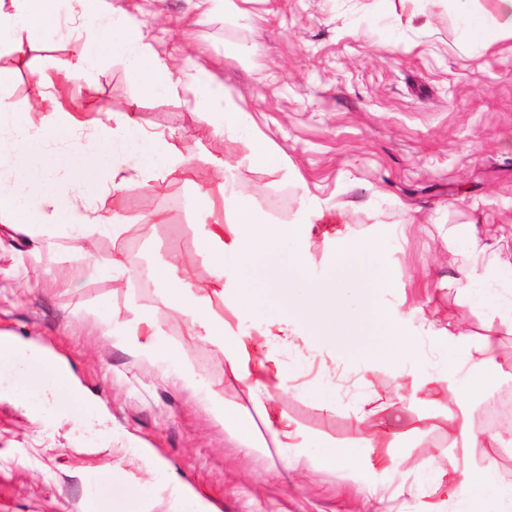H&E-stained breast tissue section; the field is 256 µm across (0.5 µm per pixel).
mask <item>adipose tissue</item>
Wrapping results in <instances>:
<instances>
[{
    "instance_id": "1",
    "label": "adipose tissue",
    "mask_w": 512,
    "mask_h": 512,
    "mask_svg": "<svg viewBox=\"0 0 512 512\" xmlns=\"http://www.w3.org/2000/svg\"><path fill=\"white\" fill-rule=\"evenodd\" d=\"M55 2L0 0V57L23 61L36 36L53 37L49 19ZM68 2L85 49L56 76L37 79L33 99L43 121L32 123L0 94V127L9 125L18 132L15 138H0V224L28 236L59 226L76 237L98 233L116 239L125 230L122 219L99 208V200L122 188L133 175L145 182L165 179L180 169L181 159L166 137L143 135L132 113L109 112L94 126H87L58 101L57 87H76L95 64L112 54L128 62L139 98L173 92L176 85L167 59L161 57L144 22L112 0ZM452 2L467 30V45L488 46L503 35L512 36V0H493L487 12L477 9V0ZM232 182L231 168L224 165L216 190L199 193L204 221L200 243L213 264L211 281L195 283L187 270L170 264L146 268L144 274L161 285L166 306L188 321L191 340L209 344L222 354L228 373L246 392V402L228 403L218 390H211L214 420L246 451L275 453L281 471L288 472L301 461L305 437L273 407L269 378H276L282 389L288 378L274 359L272 347L298 337L310 348L333 351L338 359L355 360L367 370L386 368L396 375L406 360L405 341L413 335L406 321L420 312L421 305L404 299L388 307L377 304V296L394 282L392 268L383 259L388 246L384 236L351 237L339 210L319 208L301 222L262 223L248 200L229 197ZM314 222L326 224L325 236L334 245L332 274L302 291L292 285L277 288L283 318L254 324L249 331L232 330L224 319L225 311L241 315L250 299L240 279L242 271L255 260L275 257L286 241L297 242L292 266L305 271L308 257L302 242L308 224ZM359 254L378 259L367 283L371 297L360 310L351 303L357 291L355 282L341 275ZM479 255L478 246H470L469 264L455 285L477 304L490 308L502 325L512 328V306L473 287L470 265ZM375 319L384 323L385 330L372 345H363L365 326ZM104 324L118 330V345L128 355L139 360L168 358L175 362V372L184 384L195 385L197 372L179 364L178 354L167 348L157 318L144 315L123 321L113 314L105 317ZM425 331L452 349L447 368L438 376L447 383L449 398L459 399L497 379L500 345L496 339L486 336L470 341L460 319L448 329L427 323ZM31 362L46 369L37 385L42 397L57 396L59 387L69 385L67 372L43 352L2 338L0 366L12 373L9 384L15 399L30 400L22 368ZM488 500L503 505L512 500V489L501 483L494 464L455 466L436 470L428 489L418 495V512H442L446 505L454 512H482L481 505Z\"/></svg>"
}]
</instances>
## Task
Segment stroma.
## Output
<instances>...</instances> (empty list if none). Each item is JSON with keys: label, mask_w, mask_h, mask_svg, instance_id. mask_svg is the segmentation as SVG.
Listing matches in <instances>:
<instances>
[{"label": "stroma", "mask_w": 512, "mask_h": 512, "mask_svg": "<svg viewBox=\"0 0 512 512\" xmlns=\"http://www.w3.org/2000/svg\"><path fill=\"white\" fill-rule=\"evenodd\" d=\"M133 15L165 22L151 31L161 52L183 66L176 93L149 100L136 112L150 133L170 136L183 173L164 183L132 178L101 200L126 230L120 239L94 234L58 237L32 265L27 236L0 224V337L37 345L65 363L95 412L70 401L40 406L0 392V512H342L347 496L371 488L417 486L431 473L424 449L438 462L482 465L494 456L499 478L512 485V433L498 448H464L439 428L449 408L448 387L414 386L416 374H438L447 345L421 337L409 342L411 363L399 379L344 366L331 352L293 339L275 350L290 389L275 393L282 413L307 437L309 455L293 479H283L266 456L248 455L209 411V389L245 400L222 356L191 341L183 317L168 309L143 268L174 262L196 282L213 267L200 246L198 188L216 187L217 166L234 169L236 197L250 200L264 222L298 218L309 205L342 207L351 236L385 235L395 273L385 302L416 296L423 282L436 290L420 326H444L465 316L473 339L495 334L500 375L461 398L471 430L489 436L488 408L512 397V329L487 309L447 288L464 257L458 241L492 228L512 240V37L463 50V25L452 8L431 6L430 21L394 28L377 0H234L200 20V0H123ZM82 40L61 31L34 42L23 62L0 58L7 100L20 112L40 73L79 55ZM218 75L231 104L227 122L238 133L218 135L196 113L197 79ZM137 86L122 59L106 58L93 77L64 89V107L96 120L123 111ZM265 143L268 164L250 163L244 138ZM164 211L167 221L146 215ZM414 226L407 236L399 227ZM121 251L135 272L119 279L76 277L75 261ZM266 261L243 274L252 300L243 325L281 318ZM133 319L158 315L170 350L202 375L183 385L168 362L137 360L104 336L95 313ZM371 401L378 414L359 425L355 410ZM427 430L407 434L406 421ZM392 429L396 469L370 472L355 485L348 472L321 469L323 453L344 449L355 458Z\"/></svg>", "instance_id": "stroma-1"}]
</instances>
